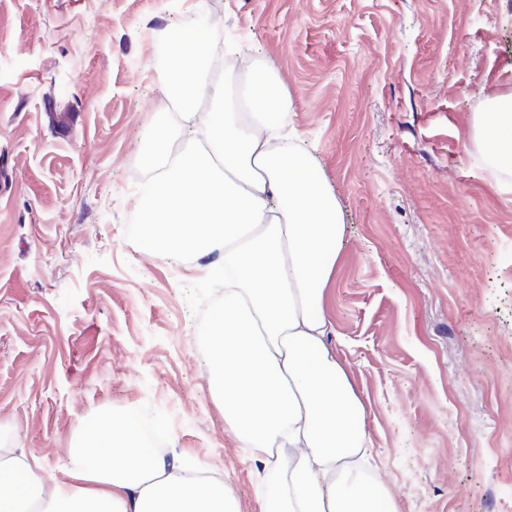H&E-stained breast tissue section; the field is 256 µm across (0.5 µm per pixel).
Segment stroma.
<instances>
[{"label":"stroma","mask_w":512,"mask_h":512,"mask_svg":"<svg viewBox=\"0 0 512 512\" xmlns=\"http://www.w3.org/2000/svg\"><path fill=\"white\" fill-rule=\"evenodd\" d=\"M221 16L274 67L345 224L329 341L381 512H512V173L472 118L512 94V0H0V444L62 480L82 422L149 420L260 512L204 328L221 288L136 241L165 33Z\"/></svg>","instance_id":"35a3bbf8"}]
</instances>
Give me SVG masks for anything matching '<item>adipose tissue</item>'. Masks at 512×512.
<instances>
[{"label":"adipose tissue","instance_id":"ef3b65f1","mask_svg":"<svg viewBox=\"0 0 512 512\" xmlns=\"http://www.w3.org/2000/svg\"><path fill=\"white\" fill-rule=\"evenodd\" d=\"M166 83L174 111L160 112L140 161L149 193L139 245L203 260L223 278L224 301L204 337L224 429L255 468L283 466L262 512H378L382 485L351 479L370 440L363 402L327 341L326 308L341 254L339 204L314 157L288 142L287 87L268 67L249 69L244 112L198 114L226 96L210 78L198 39L168 37ZM477 142L512 162V96L475 118ZM239 512L218 475L147 451L137 428L104 411L84 422L67 478L0 445V512Z\"/></svg>","mask_w":512,"mask_h":512}]
</instances>
